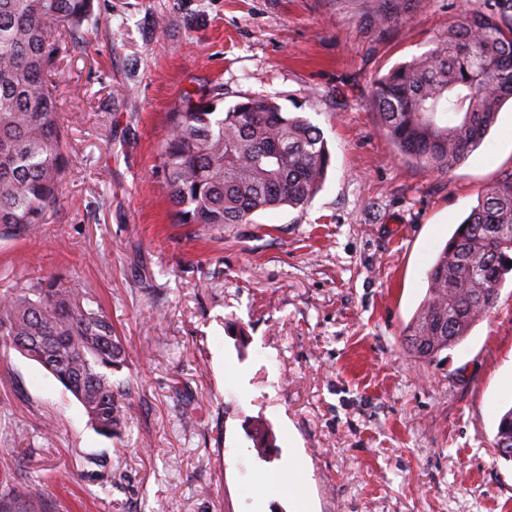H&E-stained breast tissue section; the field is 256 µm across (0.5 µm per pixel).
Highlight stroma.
<instances>
[{"label": "stroma", "mask_w": 512, "mask_h": 512, "mask_svg": "<svg viewBox=\"0 0 512 512\" xmlns=\"http://www.w3.org/2000/svg\"><path fill=\"white\" fill-rule=\"evenodd\" d=\"M468 4L419 0L379 32L365 0H94L54 67L62 194L32 240L0 238V293L39 277L93 289L129 352L112 380L133 384V421L101 435L0 344V466L21 491L42 487L56 512H512V461L494 448L512 282L434 360L403 343L456 224L512 173V103L437 173L398 153L370 98ZM216 88L321 130L331 163L305 206L220 234L176 222L157 170L166 115ZM250 418L273 428L267 456ZM284 469L305 497L257 502L256 476Z\"/></svg>", "instance_id": "stroma-1"}]
</instances>
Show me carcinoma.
Segmentation results:
<instances>
[{
    "label": "carcinoma",
    "mask_w": 512,
    "mask_h": 512,
    "mask_svg": "<svg viewBox=\"0 0 512 512\" xmlns=\"http://www.w3.org/2000/svg\"><path fill=\"white\" fill-rule=\"evenodd\" d=\"M373 28L407 19L411 0H374ZM448 24L426 53L376 78L371 102L405 158L446 173L463 164L512 98V0H483ZM92 0H0V236L30 239L61 191L68 165L51 68L60 32H75ZM221 93L183 100L167 115L160 169L177 222L224 232L252 216L304 206L322 187L327 141L301 115L250 95L220 112ZM212 110H207V107ZM512 275V172L490 186L427 271V295L405 328L408 353L430 360L460 345L495 308ZM90 292L52 278L0 294V343L51 373L102 435L121 438L129 392L112 382L127 366L112 318ZM253 446L275 447L251 427ZM512 448V408L495 448ZM0 512H52L42 493L21 495L0 468Z\"/></svg>",
    "instance_id": "carcinoma-1"
}]
</instances>
